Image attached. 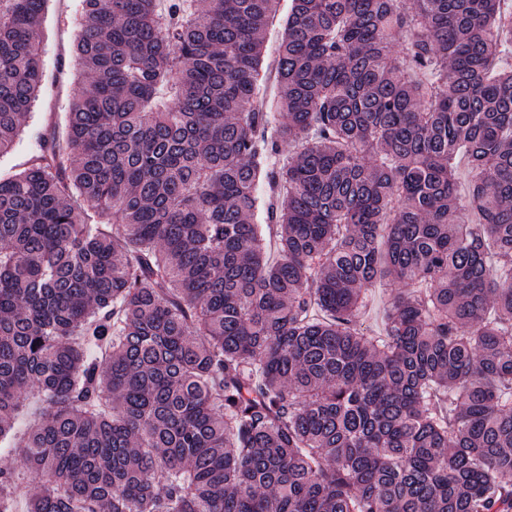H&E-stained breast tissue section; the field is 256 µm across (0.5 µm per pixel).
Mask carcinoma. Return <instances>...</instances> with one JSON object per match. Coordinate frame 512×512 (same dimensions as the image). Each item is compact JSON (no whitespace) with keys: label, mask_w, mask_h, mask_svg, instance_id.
I'll return each instance as SVG.
<instances>
[{"label":"carcinoma","mask_w":512,"mask_h":512,"mask_svg":"<svg viewBox=\"0 0 512 512\" xmlns=\"http://www.w3.org/2000/svg\"><path fill=\"white\" fill-rule=\"evenodd\" d=\"M48 2L0 0V155ZM279 2L82 0L0 176V512H512V0H292L272 114ZM80 0H50L43 23L41 55L44 81L41 93L13 148L0 156V174L20 171L34 154L38 137L55 131L62 135L66 113L81 76L73 50L74 33L81 22ZM290 6L291 0H283L281 2L280 12L278 18L276 19V23L273 26L268 27V30L265 33L266 47L263 61L264 67L268 64L271 66L275 56L278 53L282 41L285 20L290 10ZM402 291L396 285H378L371 294V302L362 319V329L373 335L384 331V314L389 302Z\"/></svg>","instance_id":"obj_1"}]
</instances>
